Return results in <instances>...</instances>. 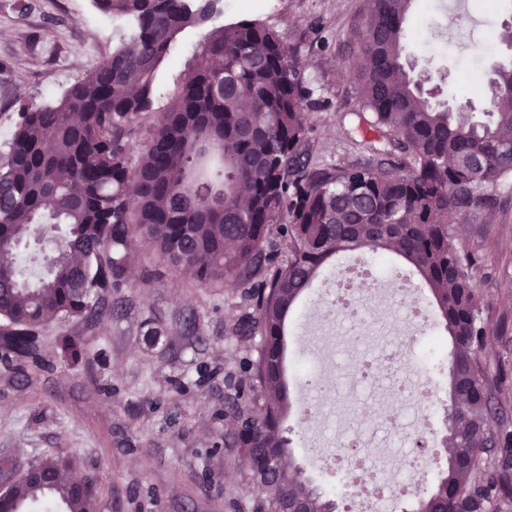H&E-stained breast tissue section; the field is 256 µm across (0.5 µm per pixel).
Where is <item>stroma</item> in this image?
Here are the masks:
<instances>
[{"mask_svg": "<svg viewBox=\"0 0 512 512\" xmlns=\"http://www.w3.org/2000/svg\"><path fill=\"white\" fill-rule=\"evenodd\" d=\"M31 2L32 9L22 14L18 0H0V161L20 108L56 104L130 30L127 21L102 15L93 0ZM365 11L366 0H223L209 24L180 35L173 44L133 146L150 136L168 109L177 79L210 27L256 19L278 32L319 101L308 113L311 160L359 158L351 72L357 60L353 32ZM451 17L458 20L452 36L446 33ZM511 18L512 0L477 9L467 0H411L404 21V57L417 69L442 71L438 100L482 105L491 66L511 60L512 52L499 43L476 62L473 45L484 34L500 32ZM491 193L497 198L492 212L456 217L452 228L455 244L478 260L473 281L488 305L483 313L487 349L509 371L503 387L512 412V186L499 185ZM66 232V225H56L42 238L23 239L16 252L26 259L28 270L48 272ZM132 249L126 284L106 293L93 321L52 320L41 334L38 362L25 363L23 369L8 368L0 359V460L26 466L48 456H70L74 472L95 481L98 512H239L248 489L239 461L224 446L229 429L224 371L237 366L244 354L226 329L237 313L238 291L229 282L202 286L173 270L143 283L141 272L154 269L159 260L143 242H133ZM368 260L367 254L356 252L331 259L287 321L284 369L292 408L283 430L289 460L322 492L347 474L338 462L342 450L332 438L333 424L316 421L303 430L296 423L307 393L298 371L302 360L316 359L334 386L331 410L337 418H350L342 384L360 377L362 359L332 302L337 278L356 273L351 288L379 326L406 317L409 310L404 301L388 300L391 282L419 285L433 327L420 347L428 349L433 341L438 347L424 363L400 347V377L417 390L426 380L425 368H434L443 380L448 376L451 341L417 272L392 255L383 261L381 274L359 280ZM152 329L161 333L158 342L147 336ZM62 336L83 341L87 357L82 363L71 366L60 358L57 340ZM434 401L432 437L410 448L396 461L397 468L409 467L425 453L444 461L447 385L439 386Z\"/></svg>", "mask_w": 512, "mask_h": 512, "instance_id": "obj_1", "label": "stroma"}]
</instances>
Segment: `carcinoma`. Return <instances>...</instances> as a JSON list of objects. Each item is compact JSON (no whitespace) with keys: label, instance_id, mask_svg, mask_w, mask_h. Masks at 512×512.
I'll return each instance as SVG.
<instances>
[{"label":"carcinoma","instance_id":"1","mask_svg":"<svg viewBox=\"0 0 512 512\" xmlns=\"http://www.w3.org/2000/svg\"><path fill=\"white\" fill-rule=\"evenodd\" d=\"M134 34L54 106L19 113L0 162V339L23 361L37 356L55 316H97L103 294L129 278L138 235L161 263L201 286L231 279L241 309L228 324L246 354L224 374V447L246 464L252 497L242 512H334L333 503L283 465L291 408L284 378L285 326L297 299L336 254L394 252L429 288L451 340L446 447L434 490L413 512H512V419L501 372L484 360V305L473 286L475 259L456 247L450 213L492 209L486 188L512 182V67L496 75L490 120L464 103L440 105L402 74L407 0H367L355 37L360 128L403 154L400 171L367 158L317 164L306 144L312 90L279 34L257 20L212 28L173 101L130 157L129 135L150 111L170 46L206 22L190 0H93ZM66 224V254L31 284L15 248L39 224ZM74 366L82 341L63 337ZM36 465L49 484L12 481L16 510L41 503L97 512V496L76 495L61 456ZM483 471L478 483L464 479Z\"/></svg>","mask_w":512,"mask_h":512}]
</instances>
